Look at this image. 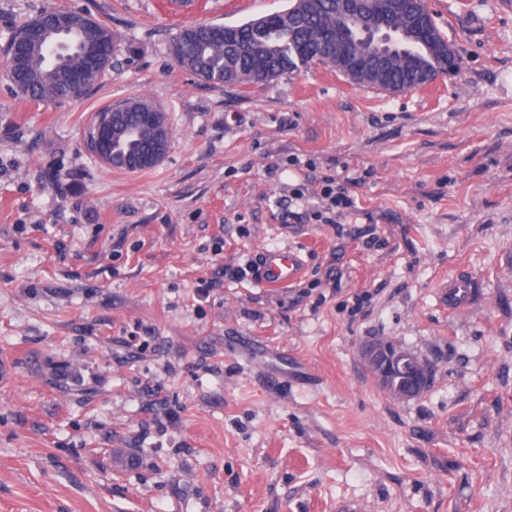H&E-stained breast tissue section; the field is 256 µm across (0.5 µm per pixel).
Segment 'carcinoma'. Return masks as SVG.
I'll list each match as a JSON object with an SVG mask.
<instances>
[{"label": "carcinoma", "mask_w": 512, "mask_h": 512, "mask_svg": "<svg viewBox=\"0 0 512 512\" xmlns=\"http://www.w3.org/2000/svg\"><path fill=\"white\" fill-rule=\"evenodd\" d=\"M77 16V38L97 40L105 47L102 61L86 59L77 50L63 58L64 66L80 73L85 87H90L112 63L121 50V40L112 29L93 21L92 33ZM387 27L405 34L407 51L399 54L401 63L387 72L382 90L398 92L423 85L440 74L457 71L459 62L434 50L407 31L404 17L395 13L386 19ZM352 27L336 12V0H292L285 10L243 23H220L218 28L190 24L178 29L170 48L177 65L199 79L218 86L247 88L253 84L272 82L281 76L321 63L337 68V59L345 51L374 59L367 44L350 42ZM22 79L16 89L33 102H57L68 99L56 77V68L39 53L21 65ZM159 108L144 96H132L112 110V144L114 156L110 166L129 172L142 167L132 163V156L153 149L148 137H140L136 129L145 117Z\"/></svg>", "instance_id": "carcinoma-1"}]
</instances>
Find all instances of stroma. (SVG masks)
Here are the masks:
<instances>
[{"instance_id":"1","label":"stroma","mask_w":512,"mask_h":512,"mask_svg":"<svg viewBox=\"0 0 512 512\" xmlns=\"http://www.w3.org/2000/svg\"><path fill=\"white\" fill-rule=\"evenodd\" d=\"M426 4L461 67L389 93L322 64L214 86L170 54L288 0H0V49L52 8L124 45L76 100L0 73V512H512V7ZM135 95L168 153L107 168L86 135ZM326 178L357 201L334 226L288 202ZM277 247L304 266L270 289ZM385 338L434 364L421 396L368 372ZM301 269L298 254L280 249L265 250L257 265L256 279L266 288H284L297 280ZM443 293L444 302L448 303V309L456 310L468 306L472 300L475 288V278L466 272H460Z\"/></svg>"}]
</instances>
